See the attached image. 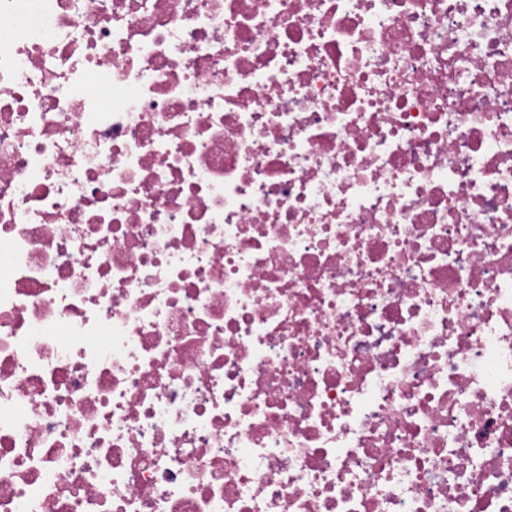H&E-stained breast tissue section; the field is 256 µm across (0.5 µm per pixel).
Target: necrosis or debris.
Instances as JSON below:
<instances>
[{
    "instance_id": "obj_1",
    "label": "necrosis or debris",
    "mask_w": 512,
    "mask_h": 512,
    "mask_svg": "<svg viewBox=\"0 0 512 512\" xmlns=\"http://www.w3.org/2000/svg\"><path fill=\"white\" fill-rule=\"evenodd\" d=\"M0 512H512V0H0Z\"/></svg>"
}]
</instances>
